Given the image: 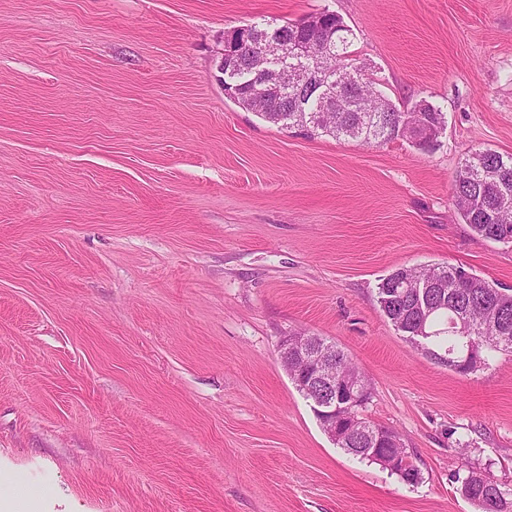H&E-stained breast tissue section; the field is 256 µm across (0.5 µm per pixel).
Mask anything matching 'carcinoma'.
Returning <instances> with one entry per match:
<instances>
[{"label": "carcinoma", "instance_id": "1", "mask_svg": "<svg viewBox=\"0 0 512 512\" xmlns=\"http://www.w3.org/2000/svg\"><path fill=\"white\" fill-rule=\"evenodd\" d=\"M275 38L258 45L240 49L237 69L224 70V93L243 109L253 112L267 122L281 128L306 127L313 133H324L335 138H347L363 144L387 142L406 138L421 149L433 146L427 140H418L408 125L420 121L424 125L444 128V116L426 101L413 109L403 111L391 100L375 90L363 78L361 69L349 59V29L334 14L325 28H301L299 22L274 28ZM297 39L312 44L317 50L328 42L336 65V83L329 91L334 96L336 112L323 121L316 109L318 100L313 91L288 89V101L280 91L266 92L268 104L256 107L249 101L253 74L247 70L248 58L256 50H263L272 66L282 65L279 40ZM453 205L463 223L477 236L498 243L512 237V156L503 157L491 149L475 152L463 159L452 187ZM460 268L436 264L420 268L399 267L381 279L377 287V303L395 330L415 343L423 339L426 355H445L453 358L464 349V341L451 327L455 317L475 327L484 339L482 368L489 365L493 352L512 353V294L501 291L493 282L470 274L464 286L459 285ZM429 277L440 286L441 307L426 310L429 293H407L399 298L395 293L402 279ZM374 441L364 433H354L342 443V449L360 459L376 462ZM464 498L479 512H503L512 509V488L502 484L490 473L474 467L467 473H455Z\"/></svg>", "mask_w": 512, "mask_h": 512}]
</instances>
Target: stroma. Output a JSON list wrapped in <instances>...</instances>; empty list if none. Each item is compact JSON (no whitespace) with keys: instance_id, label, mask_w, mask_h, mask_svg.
<instances>
[{"instance_id":"stroma-1","label":"stroma","mask_w":512,"mask_h":512,"mask_svg":"<svg viewBox=\"0 0 512 512\" xmlns=\"http://www.w3.org/2000/svg\"><path fill=\"white\" fill-rule=\"evenodd\" d=\"M328 10L437 144L283 130L226 98V30ZM512 155V0H0V497L10 512H476L512 486V355L462 376L379 309L447 263L512 294V244L455 214L461 160ZM335 343L410 486L323 432L280 359ZM402 449V453H406L408 454V458L409 459H406L402 456H400L399 454H395V453H391L385 463L387 466L389 467H394V466H397L399 464H402V461L403 463L408 461L402 472L401 473H396V472H391L392 474H396L397 476L400 477V479L406 483L407 485H415V484H418L421 480V472L420 470L418 469L417 466H415L413 464V462L410 460V455L409 453L407 452V449L406 448H401ZM467 473L461 476L455 473V481L460 484V492L464 498L474 504L479 512H511L512 488L502 484L490 473L467 467ZM510 510L503 511V509ZM501 508V509H499Z\"/></svg>"}]
</instances>
